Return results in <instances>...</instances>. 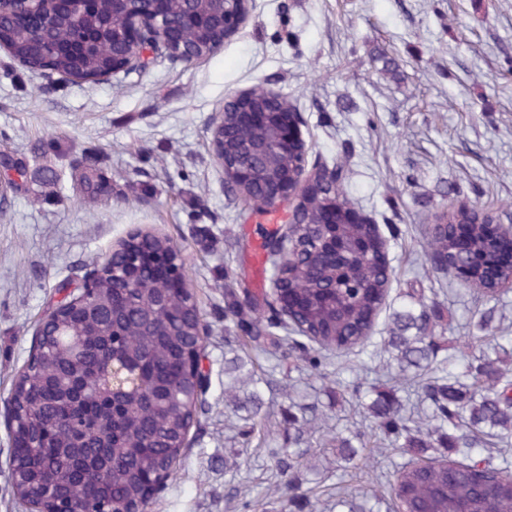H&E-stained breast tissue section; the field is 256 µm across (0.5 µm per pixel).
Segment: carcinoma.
Here are the masks:
<instances>
[{
  "mask_svg": "<svg viewBox=\"0 0 512 512\" xmlns=\"http://www.w3.org/2000/svg\"><path fill=\"white\" fill-rule=\"evenodd\" d=\"M237 0H165L161 19L179 33L174 50L145 43L154 58L196 61L214 51L224 29V9ZM147 0H0V44L31 75L56 73L85 82L112 76L114 67L137 54L128 40L130 19L147 12ZM43 23L33 25L30 14ZM229 138L224 152L251 171L255 196L238 186L244 219L258 224L261 274L282 288L257 292L235 269L224 268V320L240 333V345L288 356L318 367L325 357L365 349L385 303L392 269L380 256L370 224H324L334 205L354 211L344 184L328 185L309 197L291 229V257L274 247L261 218L276 206L264 190L273 181L299 182L301 157L294 146L272 138L260 125L224 113ZM0 174L20 190L27 164L10 157ZM76 192L92 201L112 196L111 183L94 165L79 174ZM453 226L429 229L428 258L464 269L461 276L496 288V246L472 215H450ZM183 263L166 235L138 231L123 239L106 261L91 270L86 288L57 282L62 299L39 320L32 349L10 398L12 488L20 502L35 501L43 512H147L180 462L197 420L207 376L206 318L194 294L170 270ZM494 310L479 315L483 336L455 339L460 356L439 357L448 337L434 332L430 307L398 312L388 347L399 370L432 368L419 390L417 416L406 414L396 390L372 389L369 410L383 434L382 447L410 459L396 465L403 492H392L387 512H512V374L498 354L512 350V334L492 327ZM288 444L307 433L304 418L288 413ZM490 444L496 457H483ZM274 492L291 512L316 509L303 488V464L289 448H275Z\"/></svg>",
  "mask_w": 512,
  "mask_h": 512,
  "instance_id": "carcinoma-1",
  "label": "carcinoma"
}]
</instances>
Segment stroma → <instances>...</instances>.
Here are the masks:
<instances>
[{
	"instance_id": "stroma-1",
	"label": "stroma",
	"mask_w": 512,
	"mask_h": 512,
	"mask_svg": "<svg viewBox=\"0 0 512 512\" xmlns=\"http://www.w3.org/2000/svg\"><path fill=\"white\" fill-rule=\"evenodd\" d=\"M264 85L299 111L311 158H348L347 191L378 225L394 277L369 340L379 353L333 357L318 369L260 355L262 384L224 391L232 338L224 295L214 280L244 266L264 282L239 242L254 230L236 216L212 147L225 101ZM27 156L25 191L0 201V512H23L9 471L7 400L62 278L80 281L136 229L171 237L205 313V409L180 465L149 512H282L267 492L276 479L269 448L288 445L290 402L337 416L339 426L376 429L350 383L397 377L384 340L407 292L420 288L444 318L448 337L464 336L474 288L426 263L428 227L459 203L512 225V0H252L246 27L186 65L156 60L144 72L100 82L60 75L29 80L0 51V154ZM112 179V200L88 210L74 189L84 156ZM52 164L60 181L45 195L38 173ZM267 413L270 441L239 433L255 408ZM303 471L319 512H336L337 487L354 497L393 485L396 456L373 449L358 467L336 466L321 435Z\"/></svg>"
}]
</instances>
